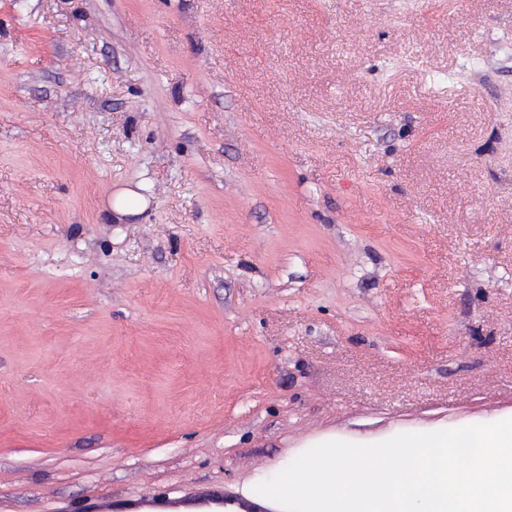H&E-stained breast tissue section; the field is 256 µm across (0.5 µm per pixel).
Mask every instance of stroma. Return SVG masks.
Returning <instances> with one entry per match:
<instances>
[{
	"instance_id": "35a3bbf8",
	"label": "stroma",
	"mask_w": 512,
	"mask_h": 512,
	"mask_svg": "<svg viewBox=\"0 0 512 512\" xmlns=\"http://www.w3.org/2000/svg\"><path fill=\"white\" fill-rule=\"evenodd\" d=\"M508 418L512 0H0V512ZM144 206V204L140 205L136 192L131 189L119 191L112 200V211L114 210L120 216L135 215Z\"/></svg>"
}]
</instances>
